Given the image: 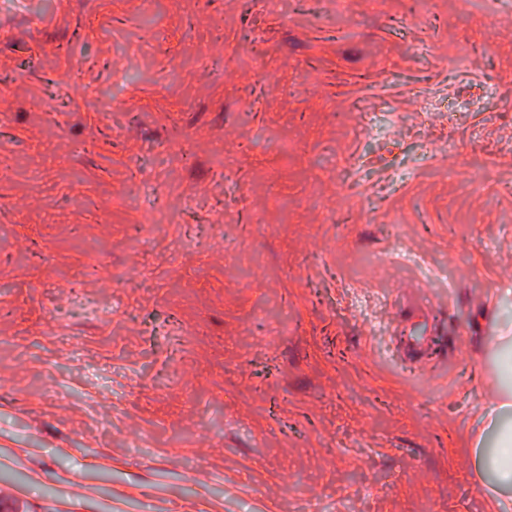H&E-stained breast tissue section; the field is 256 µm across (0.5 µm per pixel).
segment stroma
<instances>
[{"label":"stroma","mask_w":512,"mask_h":512,"mask_svg":"<svg viewBox=\"0 0 512 512\" xmlns=\"http://www.w3.org/2000/svg\"><path fill=\"white\" fill-rule=\"evenodd\" d=\"M511 314L512 0H0V512H493ZM494 394L483 405L477 416L480 428L473 437L475 448H483L487 432L494 434L495 453L487 457L484 466L477 470L481 481L487 470L493 474V482L487 484L488 494L495 499L497 512L512 511V374L510 369L494 374Z\"/></svg>","instance_id":"1"}]
</instances>
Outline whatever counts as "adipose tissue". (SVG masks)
Segmentation results:
<instances>
[{"mask_svg": "<svg viewBox=\"0 0 512 512\" xmlns=\"http://www.w3.org/2000/svg\"><path fill=\"white\" fill-rule=\"evenodd\" d=\"M480 427L473 437L475 447H483L486 433H493L495 453L484 467L493 474L487 486L494 498L496 512H512V371L494 374V394L478 415Z\"/></svg>", "mask_w": 512, "mask_h": 512, "instance_id": "adipose-tissue-1", "label": "adipose tissue"}]
</instances>
